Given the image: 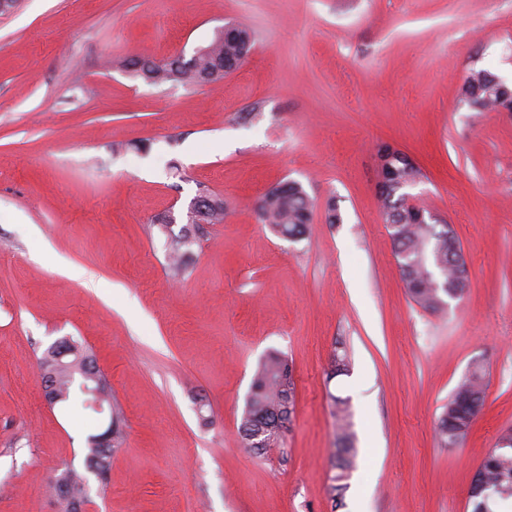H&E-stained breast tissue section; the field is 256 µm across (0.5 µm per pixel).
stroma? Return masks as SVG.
Segmentation results:
<instances>
[{
	"instance_id": "1",
	"label": "stroma",
	"mask_w": 512,
	"mask_h": 512,
	"mask_svg": "<svg viewBox=\"0 0 512 512\" xmlns=\"http://www.w3.org/2000/svg\"><path fill=\"white\" fill-rule=\"evenodd\" d=\"M250 56L224 78L156 85L128 57L191 58L226 24ZM512 86V0H19L0 15V512H472L471 480L512 428V112L465 102L472 72ZM451 225L468 264L444 312L409 297L377 194V150ZM285 180L308 235L256 213ZM223 197L174 275L156 221ZM340 215L328 223L326 204ZM69 338L122 422L106 478L87 472L109 416L49 404L42 358ZM284 354L296 410L281 447L238 427L259 361ZM349 366L328 378L333 354ZM480 366L467 439L433 434ZM347 400L355 467L331 492ZM64 486L67 487L66 494L61 496V487L57 486L59 491V501L63 507V512H77L80 500L84 499L85 482L75 472L66 470L60 475Z\"/></svg>"
}]
</instances>
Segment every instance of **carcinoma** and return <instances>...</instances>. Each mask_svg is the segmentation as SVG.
Returning <instances> with one entry per match:
<instances>
[{
    "instance_id": "cac0c4a2",
    "label": "carcinoma",
    "mask_w": 512,
    "mask_h": 512,
    "mask_svg": "<svg viewBox=\"0 0 512 512\" xmlns=\"http://www.w3.org/2000/svg\"><path fill=\"white\" fill-rule=\"evenodd\" d=\"M209 52L200 56L193 67L187 68L180 59H173L164 65H157L146 59H131L127 67L135 76L155 84L174 82L196 85L205 80L206 73L212 67L222 65L224 59L235 56L239 45L214 37L208 45ZM488 72L480 70L474 73L466 83L465 95L469 102L483 109L495 108L500 85L487 78ZM390 164L395 168L392 185L381 196L386 228L394 249L407 255L414 264L401 270L411 299L422 309L437 312L447 306V299L463 291L466 276L460 275L459 252L461 243L448 224H419L413 212L398 210L397 203L403 198L398 193L413 179V170L405 159L394 155ZM210 199L211 205L186 216V223L179 233H174L168 219L157 220L159 230L166 236L170 258L175 268H180L196 242L199 227L213 224L224 217V200L208 191L200 192ZM313 203L296 182H282L269 189L262 197L258 212L262 222L268 224L271 231L283 238L299 239L308 230ZM439 270L443 274L448 288L435 286L433 274ZM67 365L60 368L55 383L62 400L70 398L71 392L81 386L98 392L96 400L110 402L107 382L102 373L90 377L83 368L85 354L74 343ZM485 403L484 376L476 367L463 377L443 405L436 424V435L446 445H456L464 441L469 434L475 418ZM336 417L337 457L332 478L333 491L341 492L346 488L347 480L354 468L355 448L351 431L347 402L333 399ZM295 413V383L292 367L288 359L279 352L269 353L257 366L250 394L245 402L244 412L239 425V433L245 447H252L251 435L256 429H262L268 439L267 447H277L283 443L284 432L288 429ZM111 456L100 449L89 437L87 467L99 477H104L110 465ZM483 489L474 501L473 512H493L491 498L512 501V428L504 430L498 437L496 446L484 457L479 469ZM66 494L59 497L63 512H78L80 500L84 499L85 482L75 472L66 470L61 474Z\"/></svg>"
}]
</instances>
